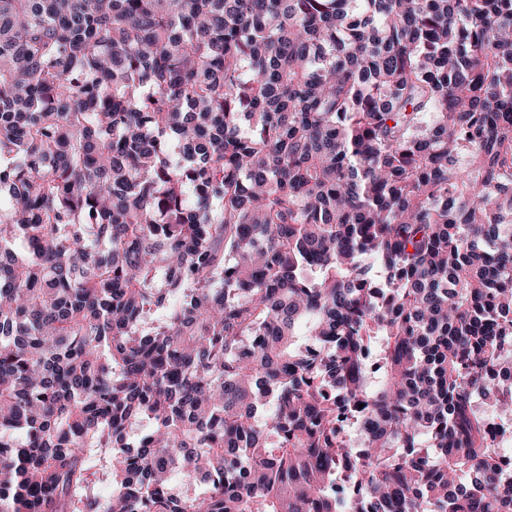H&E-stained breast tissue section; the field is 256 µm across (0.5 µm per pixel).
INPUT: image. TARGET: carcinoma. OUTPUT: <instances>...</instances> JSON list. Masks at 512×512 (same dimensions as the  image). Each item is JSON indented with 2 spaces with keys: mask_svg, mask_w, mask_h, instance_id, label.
I'll return each mask as SVG.
<instances>
[{
  "mask_svg": "<svg viewBox=\"0 0 512 512\" xmlns=\"http://www.w3.org/2000/svg\"><path fill=\"white\" fill-rule=\"evenodd\" d=\"M507 371L512 0H0V512H512Z\"/></svg>",
  "mask_w": 512,
  "mask_h": 512,
  "instance_id": "obj_1",
  "label": "carcinoma"
}]
</instances>
